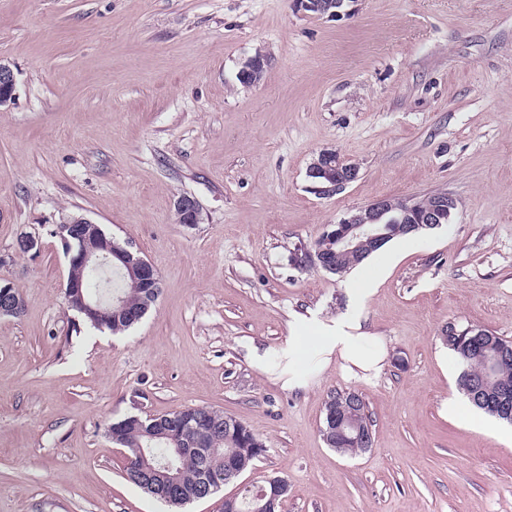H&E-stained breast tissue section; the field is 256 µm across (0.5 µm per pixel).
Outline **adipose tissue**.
Segmentation results:
<instances>
[{"label":"adipose tissue","mask_w":512,"mask_h":512,"mask_svg":"<svg viewBox=\"0 0 512 512\" xmlns=\"http://www.w3.org/2000/svg\"><path fill=\"white\" fill-rule=\"evenodd\" d=\"M373 292L371 281L347 291V305L336 318V328L316 336H292L288 339L289 387L301 386L302 376L317 355L335 356L346 372H357L359 380L377 377L388 356L386 342L362 330L364 303Z\"/></svg>","instance_id":"1"}]
</instances>
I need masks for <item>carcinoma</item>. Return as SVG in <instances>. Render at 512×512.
<instances>
[{"mask_svg":"<svg viewBox=\"0 0 512 512\" xmlns=\"http://www.w3.org/2000/svg\"><path fill=\"white\" fill-rule=\"evenodd\" d=\"M329 253L335 265L334 275H341L363 263L354 255L336 252V245H331ZM86 290L93 296L104 298L109 295L121 294L127 298L128 309L115 314L107 324H98V329H108L114 334L123 333L136 324L129 313L140 307L141 291L130 286L126 278L118 270L111 272L88 270L84 273ZM459 334L448 335V347L453 350L462 363L458 385L466 397H471L472 386L483 381L488 392H494L501 385L512 387V341L505 340L491 331L484 336H474L480 327L462 336L464 328H457ZM334 411L340 417L355 421L360 425V434L339 437L327 444L343 453L356 454L372 446L371 424L366 413L365 403L360 396L352 392L331 395L325 403V412ZM172 423L168 416L160 419H143L141 422L131 421L122 428L123 442L121 447L127 451V480L138 488L146 489V493L162 499L156 491L166 488L163 474H155L157 489L145 488V472L161 469L163 463L172 460L180 468V483L176 494L180 502L187 504L195 501L200 477L209 472L222 474L228 468L227 456L235 448L241 449L248 457L256 456V450H265L264 443L241 422L211 407H199L185 415L180 423L185 430L184 439L191 440L197 429L210 423L215 431L209 436L208 442L221 448V452L205 457L200 449L186 447L182 455L175 453V447L166 433L167 425Z\"/></svg>","mask_w":512,"mask_h":512,"instance_id":"carcinoma-1","label":"carcinoma"}]
</instances>
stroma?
<instances>
[{
	"label": "stroma",
	"mask_w": 512,
	"mask_h": 512,
	"mask_svg": "<svg viewBox=\"0 0 512 512\" xmlns=\"http://www.w3.org/2000/svg\"><path fill=\"white\" fill-rule=\"evenodd\" d=\"M0 0V512H222L280 477L278 512H512V425L448 418L461 399L442 331L512 340V0ZM266 57L259 84L237 79ZM335 149L338 192L308 176ZM445 190L449 224L394 238L343 275L295 265L323 227L375 198ZM194 197L202 222L177 224ZM82 215L131 245L161 290L123 334L64 301L52 229ZM38 237L37 254L15 252ZM371 279L363 329L389 354L358 381L336 363L288 387V339L332 324ZM366 403L373 445L323 439L325 403ZM207 406L265 445L215 495L167 505L131 484L106 435L125 417ZM295 2L303 10L318 16L327 18H340L341 16L345 15L343 10L345 7V2H353V0H295ZM16 94V77L13 69L0 61V107H7ZM323 192H337L358 176V167L331 149L320 151L309 168L308 175ZM174 215L178 224L192 227L201 223V209L197 201L187 195L179 196L174 202ZM23 308V299L10 282L0 280V316H18Z\"/></svg>",
	"instance_id": "stroma-1"
}]
</instances>
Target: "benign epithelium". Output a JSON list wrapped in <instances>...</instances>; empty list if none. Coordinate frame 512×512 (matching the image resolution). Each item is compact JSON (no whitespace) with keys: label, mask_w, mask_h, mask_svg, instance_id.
<instances>
[{"label":"benign epithelium","mask_w":512,"mask_h":512,"mask_svg":"<svg viewBox=\"0 0 512 512\" xmlns=\"http://www.w3.org/2000/svg\"><path fill=\"white\" fill-rule=\"evenodd\" d=\"M303 10L327 18L344 15L347 0H295ZM266 60L260 55L247 59L238 77L252 85L257 83L264 72ZM16 94V77L13 69L0 62V107H7ZM358 176V167L331 149L320 151L309 168V177L323 192H337ZM456 204L450 194H438L431 205L420 206L414 199L377 198L359 207L347 217L334 224V229L325 231V238H317L313 247L304 256H295L299 266L313 265L328 270V255L325 240L336 241V247L348 254L363 257L368 252L382 246L390 237L393 224L405 225L409 233L422 228H438L449 223ZM174 215L177 223L192 227L201 223V209L197 201L187 195L174 202ZM56 234L65 248L68 261V276L64 286V300L67 306L95 323L106 319L112 313V301H103L85 291L83 273L87 269L110 268L113 259H118L131 279V284L152 299L160 289V278L153 265L140 253L130 247L120 246L112 241L100 225L84 216H66L57 225ZM90 236L101 242L97 251L83 247ZM23 308V299L13 285L0 280V316L15 317ZM247 468V462H238L222 475L203 474L200 478L198 498H205L221 486L238 477ZM287 492V484L280 478L267 480V485L259 487L251 502L253 512H276L280 498Z\"/></svg>","instance_id":"benign-epithelium-1"}]
</instances>
